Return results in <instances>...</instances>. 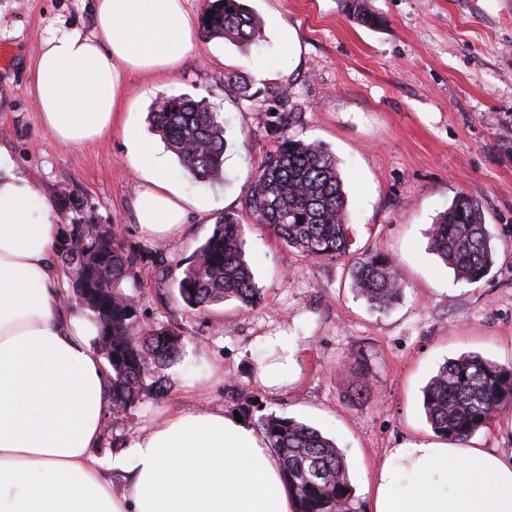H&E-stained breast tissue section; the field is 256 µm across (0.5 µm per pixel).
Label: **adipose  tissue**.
Listing matches in <instances>:
<instances>
[{
    "instance_id": "adipose-tissue-1",
    "label": "adipose tissue",
    "mask_w": 512,
    "mask_h": 512,
    "mask_svg": "<svg viewBox=\"0 0 512 512\" xmlns=\"http://www.w3.org/2000/svg\"><path fill=\"white\" fill-rule=\"evenodd\" d=\"M91 34L47 39L34 65L41 122L66 146L112 132L126 73H172L196 45L186 0H94ZM136 220L177 234L205 201L183 195L135 133ZM53 205L0 147V512H294L257 429L200 404L150 409L127 451L100 456L110 386L93 319L66 313ZM260 385L299 377L287 332L261 337ZM371 512H512V452L415 437L389 449L367 485Z\"/></svg>"
}]
</instances>
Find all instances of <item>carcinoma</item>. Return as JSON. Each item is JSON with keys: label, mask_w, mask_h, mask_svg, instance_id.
<instances>
[{"label": "carcinoma", "mask_w": 512, "mask_h": 512, "mask_svg": "<svg viewBox=\"0 0 512 512\" xmlns=\"http://www.w3.org/2000/svg\"><path fill=\"white\" fill-rule=\"evenodd\" d=\"M349 14L367 27L376 17L360 0H349ZM211 21H206V18ZM205 37L223 38L242 48L260 44L262 20L242 0H207L201 15ZM149 121L192 178L209 182L224 176V123L208 105L189 96L156 102ZM248 208L253 223L269 229L288 249L312 260L332 261L349 253L348 196L336 156L318 141L287 137L250 176ZM244 225L227 214L194 252L175 280L189 312L234 299L249 307L260 299L244 256ZM61 248L67 278L85 276L91 312L111 327L112 413L125 414L142 396L163 391L161 371L177 361L181 335L173 329L141 324L126 285L142 286L140 255L120 234L105 245L88 219ZM429 248L458 279L476 283L495 264L496 248L482 203L458 193L431 225ZM352 289L369 308L387 312L400 300L403 285L393 260L381 253L358 258L351 266ZM512 404V367L475 354L447 360L423 390V408L432 431L456 444L489 428L501 407ZM261 429L276 453L283 478L295 499V512H356L353 488L342 451L318 430L294 418L268 415Z\"/></svg>", "instance_id": "1"}]
</instances>
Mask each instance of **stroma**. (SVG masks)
I'll use <instances>...</instances> for the list:
<instances>
[{"instance_id": "stroma-1", "label": "stroma", "mask_w": 512, "mask_h": 512, "mask_svg": "<svg viewBox=\"0 0 512 512\" xmlns=\"http://www.w3.org/2000/svg\"><path fill=\"white\" fill-rule=\"evenodd\" d=\"M263 23L250 49L198 37L170 74L130 73L112 134L76 148L60 145L34 104L33 70L44 41L70 29L91 32L92 0H0V144L15 172L31 176L53 202L64 230L83 217L115 225L126 246L147 257L136 294L142 323L183 337L180 361L150 394L105 421L101 449L122 448L147 407L195 404L208 379V406L248 417H291L318 429L343 452L359 512L366 485L388 449L431 436L423 389L447 360L474 353L512 365V0H366L379 28L356 23L346 0H246ZM297 34L292 58L286 30ZM187 94L224 123V177L195 183L166 156L190 197H208L164 242L144 237L135 212L138 175L124 128L165 148L148 122L155 101ZM324 144L336 156L348 193L350 254L312 260L254 225L249 177L285 136ZM484 207L496 263L482 281L455 277L428 250V231L458 192ZM245 226L246 257L260 290L256 306L228 300L185 312L171 287L225 214ZM369 252L389 255L405 283L400 304L370 309L350 287V268ZM294 336L298 383L272 393L255 379L261 336ZM367 382L370 399L349 401Z\"/></svg>"}]
</instances>
